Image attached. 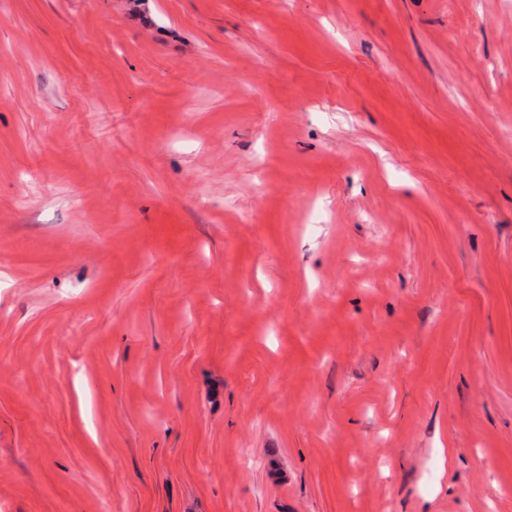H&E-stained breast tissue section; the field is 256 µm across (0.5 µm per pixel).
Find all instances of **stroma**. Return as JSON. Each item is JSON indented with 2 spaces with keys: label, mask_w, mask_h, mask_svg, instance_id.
<instances>
[{
  "label": "stroma",
  "mask_w": 512,
  "mask_h": 512,
  "mask_svg": "<svg viewBox=\"0 0 512 512\" xmlns=\"http://www.w3.org/2000/svg\"><path fill=\"white\" fill-rule=\"evenodd\" d=\"M0 512H512V0H0Z\"/></svg>",
  "instance_id": "1"
}]
</instances>
